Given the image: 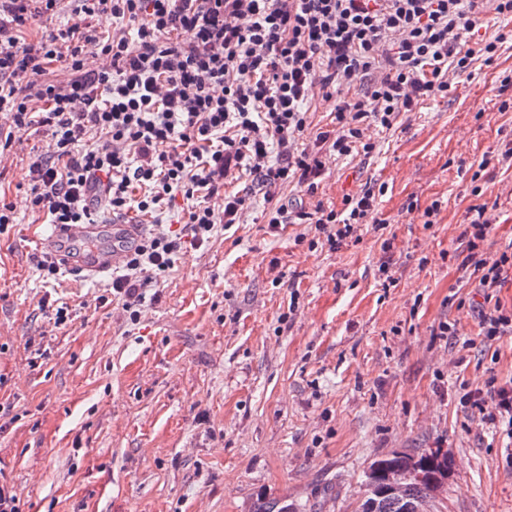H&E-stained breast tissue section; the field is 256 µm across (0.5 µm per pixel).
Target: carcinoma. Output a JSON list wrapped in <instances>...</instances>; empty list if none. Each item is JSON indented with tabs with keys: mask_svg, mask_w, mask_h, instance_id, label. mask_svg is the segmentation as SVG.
<instances>
[{
	"mask_svg": "<svg viewBox=\"0 0 512 512\" xmlns=\"http://www.w3.org/2000/svg\"><path fill=\"white\" fill-rule=\"evenodd\" d=\"M418 466L419 476L407 483L400 495L385 492L373 497V512H403L406 504L424 499H432L440 487V481L448 477L453 460L438 449L424 450L418 453L394 452L370 463L363 472V480H368V471L379 467L384 474L393 468L407 466L410 462ZM254 512H307L306 506H295L281 500H271L259 506Z\"/></svg>",
	"mask_w": 512,
	"mask_h": 512,
	"instance_id": "cac0c4a2",
	"label": "carcinoma"
}]
</instances>
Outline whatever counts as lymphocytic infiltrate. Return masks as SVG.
<instances>
[{"mask_svg":"<svg viewBox=\"0 0 512 512\" xmlns=\"http://www.w3.org/2000/svg\"><path fill=\"white\" fill-rule=\"evenodd\" d=\"M59 0H0V112L17 135L45 134L46 152L29 163L30 204L53 224H89L99 213L129 211L158 218L176 199L187 202L176 231L143 234L112 280V295L138 323L149 284L163 281L186 247L240 223L244 196L231 191L251 178L268 204L271 231L310 225L315 239L339 250L375 211L364 190L324 207L318 190L330 165L371 153V128L392 129L401 113L447 97L450 74L476 60L492 62L506 34L461 49L476 26V0H76L78 22L27 43L33 20ZM136 22L135 35L123 29ZM102 55L109 66L91 65ZM68 77L47 79L51 64ZM364 76L356 101L337 107L332 129L303 137L314 94ZM301 197L279 202L288 183ZM143 194L132 198L131 186ZM223 196V210L211 200ZM455 254L465 279L484 293L480 333L512 334V308L495 302L512 276V243L488 253L492 208L472 207ZM463 407L512 431V380L488 378L465 391Z\"/></svg>","mask_w":512,"mask_h":512,"instance_id":"obj_1","label":"lymphocytic infiltrate"}]
</instances>
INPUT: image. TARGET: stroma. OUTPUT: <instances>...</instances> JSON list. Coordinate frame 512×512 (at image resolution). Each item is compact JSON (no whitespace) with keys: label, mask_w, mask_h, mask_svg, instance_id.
Returning a JSON list of instances; mask_svg holds the SVG:
<instances>
[{"label":"stroma","mask_w":512,"mask_h":512,"mask_svg":"<svg viewBox=\"0 0 512 512\" xmlns=\"http://www.w3.org/2000/svg\"><path fill=\"white\" fill-rule=\"evenodd\" d=\"M510 71L508 41L401 114L372 155L337 160L325 205L378 192L356 239L331 251L302 241L305 224L270 232L250 195L241 224L147 288L136 325L111 278L38 271L47 218L25 158L46 139L21 135L0 168L15 208L0 230V470L23 512H253L261 497L354 512L370 462L430 448L454 461L443 512H512V439L459 405L461 384L512 379V335L480 342L483 295L452 257L478 204L497 206L490 251L512 243V167L478 168L512 142ZM446 320L471 347L437 335Z\"/></svg>","instance_id":"obj_1"}]
</instances>
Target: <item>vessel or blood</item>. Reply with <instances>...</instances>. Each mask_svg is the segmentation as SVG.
Returning <instances> with one entry per match:
<instances>
[{
    "mask_svg": "<svg viewBox=\"0 0 512 512\" xmlns=\"http://www.w3.org/2000/svg\"><path fill=\"white\" fill-rule=\"evenodd\" d=\"M141 233L138 224L100 220L90 224H54L44 244L64 269L94 280L110 276L118 269Z\"/></svg>",
    "mask_w": 512,
    "mask_h": 512,
    "instance_id": "b4317fda",
    "label": "vessel or blood"
}]
</instances>
